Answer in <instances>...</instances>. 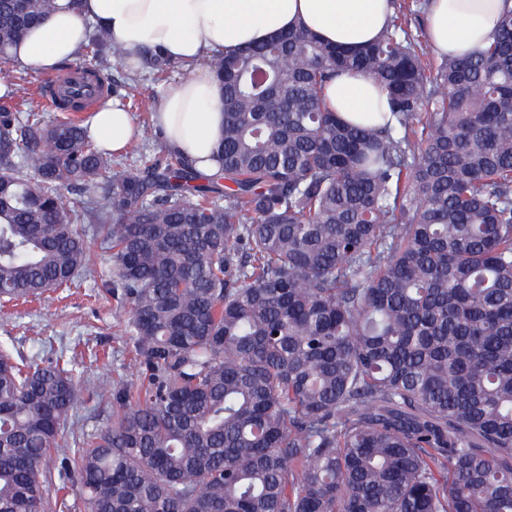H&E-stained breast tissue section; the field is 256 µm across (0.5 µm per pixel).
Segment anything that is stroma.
Here are the masks:
<instances>
[{
	"label": "stroma",
	"mask_w": 512,
	"mask_h": 512,
	"mask_svg": "<svg viewBox=\"0 0 512 512\" xmlns=\"http://www.w3.org/2000/svg\"><path fill=\"white\" fill-rule=\"evenodd\" d=\"M111 78L134 94L137 105L130 114L138 124L143 114L153 111L158 98L183 81L184 76L175 73L167 81L158 82L145 70L131 69L116 60ZM91 252V274L81 276L80 287L64 293L51 309L32 302L0 314V344L44 359L63 349L75 350L78 368L94 391L88 402L77 406L67 426L77 435L111 425L112 381L124 374L131 358L116 329L113 300L101 287L102 281L112 275V260L99 246H92Z\"/></svg>",
	"instance_id": "obj_1"
}]
</instances>
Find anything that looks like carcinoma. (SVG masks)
<instances>
[{"label": "carcinoma", "mask_w": 512, "mask_h": 512, "mask_svg": "<svg viewBox=\"0 0 512 512\" xmlns=\"http://www.w3.org/2000/svg\"><path fill=\"white\" fill-rule=\"evenodd\" d=\"M55 9L0 0V60ZM417 47L396 9L359 52L298 26L215 57L210 175L3 98L0 302L52 307L94 236L136 380L69 439L73 361L1 347L0 512H48L53 458L82 512H512V10L471 56ZM81 56L104 84L123 52L94 26ZM345 71L384 124L331 107Z\"/></svg>", "instance_id": "cac0c4a2"}]
</instances>
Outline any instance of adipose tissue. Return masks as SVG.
Wrapping results in <instances>:
<instances>
[{"instance_id":"ef3b65f1","label":"adipose tissue","mask_w":512,"mask_h":512,"mask_svg":"<svg viewBox=\"0 0 512 512\" xmlns=\"http://www.w3.org/2000/svg\"><path fill=\"white\" fill-rule=\"evenodd\" d=\"M512 0H430L428 36L439 53L463 55L494 34ZM392 12L390 0H81L31 30L14 50L17 62L52 70L80 53L89 26L99 25L140 66L151 46L168 56L201 63L224 50L255 44L302 25L324 43L356 49L372 41ZM331 104L346 118L365 121L386 111L384 94L361 74L342 75L330 86ZM222 88L204 73L182 81L155 105L158 125L172 150L208 158L224 132ZM90 128L99 144L117 152L133 123L116 105L93 113Z\"/></svg>"}]
</instances>
